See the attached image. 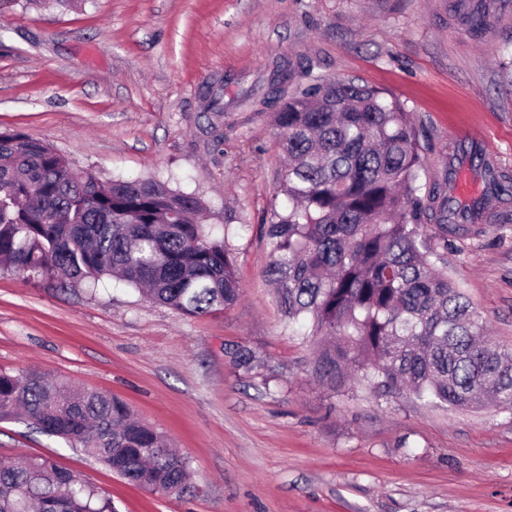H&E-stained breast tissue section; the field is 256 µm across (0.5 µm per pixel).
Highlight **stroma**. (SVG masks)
Segmentation results:
<instances>
[{"instance_id": "obj_1", "label": "stroma", "mask_w": 512, "mask_h": 512, "mask_svg": "<svg viewBox=\"0 0 512 512\" xmlns=\"http://www.w3.org/2000/svg\"><path fill=\"white\" fill-rule=\"evenodd\" d=\"M0 0V129L41 139L106 178H156L200 197L228 231L240 300L186 317L107 280L97 288L0 271V371L41 372L115 396L165 432L194 485L149 492L24 421L0 422V459L49 456L116 512H512V411L444 410L312 374L319 338L292 336L264 274L284 165L268 114L235 110L220 148L206 89H268L272 60L388 92L412 112L427 181L483 151L512 172V105L497 52L512 23L471 39L451 0ZM232 224H225V215ZM448 273L512 351V202L449 245ZM254 351L259 369L230 352Z\"/></svg>"}]
</instances>
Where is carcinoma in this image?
Returning a JSON list of instances; mask_svg holds the SVG:
<instances>
[{
    "label": "carcinoma",
    "mask_w": 512,
    "mask_h": 512,
    "mask_svg": "<svg viewBox=\"0 0 512 512\" xmlns=\"http://www.w3.org/2000/svg\"><path fill=\"white\" fill-rule=\"evenodd\" d=\"M498 0H457L481 38ZM294 83L269 113L288 163L264 236L267 276L288 327L333 336L313 375L334 389L355 377L384 392L408 388L427 404L477 408L492 398L512 411V355L494 345L486 321L448 275V233L512 198V175L480 159L484 191L463 203L452 177L421 181L426 160L411 112L393 95L299 62ZM512 100V50L498 57ZM206 111L218 134L226 115L214 94ZM200 198L157 179H101L50 144L0 130V270L95 286L115 276L187 317L232 307L241 293L228 235L199 222ZM435 224L428 241L419 227ZM233 364L258 366L239 346ZM24 420L79 447L150 492L183 494L188 462L163 432L106 393L61 385L36 371H0V421ZM0 512H115L49 457L0 462Z\"/></svg>",
    "instance_id": "carcinoma-1"
}]
</instances>
